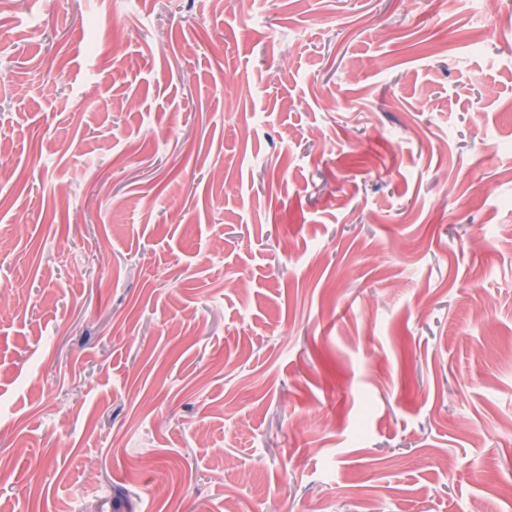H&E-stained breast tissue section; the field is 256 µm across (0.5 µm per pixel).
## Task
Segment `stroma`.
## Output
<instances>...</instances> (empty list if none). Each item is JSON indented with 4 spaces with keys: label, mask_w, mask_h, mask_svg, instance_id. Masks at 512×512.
I'll return each instance as SVG.
<instances>
[{
    "label": "stroma",
    "mask_w": 512,
    "mask_h": 512,
    "mask_svg": "<svg viewBox=\"0 0 512 512\" xmlns=\"http://www.w3.org/2000/svg\"><path fill=\"white\" fill-rule=\"evenodd\" d=\"M512 512V0H0V512Z\"/></svg>",
    "instance_id": "35a3bbf8"
}]
</instances>
